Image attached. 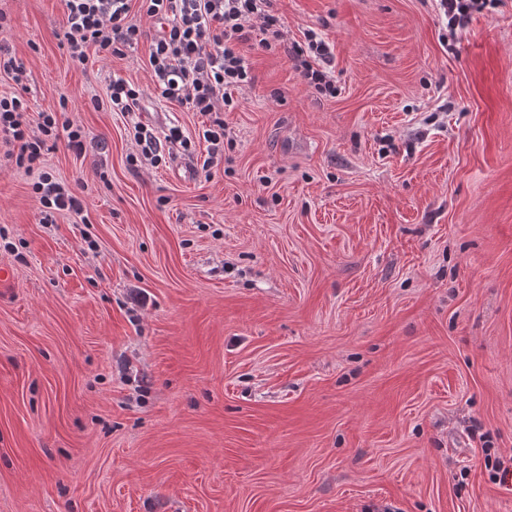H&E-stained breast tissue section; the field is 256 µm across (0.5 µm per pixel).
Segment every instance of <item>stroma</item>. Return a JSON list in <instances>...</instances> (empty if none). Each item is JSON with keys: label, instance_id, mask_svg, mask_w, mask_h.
<instances>
[{"label": "stroma", "instance_id": "obj_1", "mask_svg": "<svg viewBox=\"0 0 512 512\" xmlns=\"http://www.w3.org/2000/svg\"><path fill=\"white\" fill-rule=\"evenodd\" d=\"M284 41L201 169L147 45L73 62L61 0H0L33 110L67 102L87 221L0 145V512H512V0H277ZM314 30L335 96L287 51ZM143 92L108 108L112 76ZM195 137L130 163L135 121ZM106 144L104 153L94 142ZM496 0H437L442 21L451 37L463 29L470 19L472 11H480Z\"/></svg>", "mask_w": 512, "mask_h": 512}]
</instances>
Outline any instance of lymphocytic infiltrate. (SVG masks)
Masks as SVG:
<instances>
[{
	"instance_id": "1",
	"label": "lymphocytic infiltrate",
	"mask_w": 512,
	"mask_h": 512,
	"mask_svg": "<svg viewBox=\"0 0 512 512\" xmlns=\"http://www.w3.org/2000/svg\"><path fill=\"white\" fill-rule=\"evenodd\" d=\"M275 0H63V16L55 36L69 57L79 64L125 55L143 38H150L147 68L157 98L174 101L205 116L200 132L207 142L203 169L224 160V112L236 108L234 94L254 81L241 44L270 50L283 36ZM156 22L154 33L131 23V10ZM304 45L293 59L304 80L325 94L336 87L325 69L328 45L307 31ZM67 103L32 113L23 96L0 95V142L13 147L15 164L35 175L34 193L44 211L83 216L85 201L75 187L41 169L49 141H65L75 154L86 150L83 132L68 115ZM139 158L151 166L166 159L167 148L191 153L195 144L180 127L156 136L146 125L135 124Z\"/></svg>"
}]
</instances>
